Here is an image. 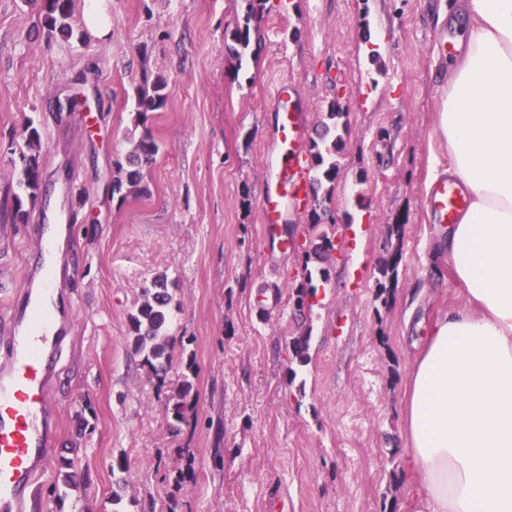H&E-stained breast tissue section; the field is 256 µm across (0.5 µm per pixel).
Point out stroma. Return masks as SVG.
I'll list each match as a JSON object with an SVG mask.
<instances>
[{"mask_svg":"<svg viewBox=\"0 0 512 512\" xmlns=\"http://www.w3.org/2000/svg\"><path fill=\"white\" fill-rule=\"evenodd\" d=\"M44 5L0 0V309L38 258L32 221L11 211L27 125L47 199L76 215L58 281L75 316L52 386L54 455L26 512H400L389 451L403 446L410 342L464 301L430 256L441 227L426 202L448 162V58L432 54L454 30L448 0H268L240 60L226 45L245 0H106L105 39L79 23L48 36ZM159 75L169 99L145 127L161 150L145 191L114 196L115 166L145 128L134 89ZM281 80L300 89L307 138L331 101L346 112L335 182L286 226L299 240L334 231L341 246L302 325L290 287L320 263L273 248L259 216ZM75 93L84 109L55 112ZM160 273L179 304L173 367L197 365L174 429L173 388L156 387L128 333ZM305 326L300 365L289 348Z\"/></svg>","mask_w":512,"mask_h":512,"instance_id":"obj_1","label":"stroma"}]
</instances>
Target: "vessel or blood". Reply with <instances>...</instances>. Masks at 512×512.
<instances>
[{
  "label": "vessel or blood",
  "instance_id": "obj_1",
  "mask_svg": "<svg viewBox=\"0 0 512 512\" xmlns=\"http://www.w3.org/2000/svg\"><path fill=\"white\" fill-rule=\"evenodd\" d=\"M272 104L278 114L277 141L266 168L261 194L264 235L279 249L290 246L281 233L291 212L310 193L303 142L305 122L295 85L280 82ZM428 204L436 223H456L468 206L460 184L435 182ZM55 214L40 209L35 230L39 262L29 268L23 285L0 314V512H26L37 479L53 455L56 417L51 386L60 371L66 340L63 300L56 288L58 233Z\"/></svg>",
  "mask_w": 512,
  "mask_h": 512
}]
</instances>
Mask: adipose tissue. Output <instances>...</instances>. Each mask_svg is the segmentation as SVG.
<instances>
[{
    "label": "adipose tissue",
    "instance_id": "obj_1",
    "mask_svg": "<svg viewBox=\"0 0 512 512\" xmlns=\"http://www.w3.org/2000/svg\"><path fill=\"white\" fill-rule=\"evenodd\" d=\"M439 130L471 203L440 234L464 305L432 324L403 407V512H512V0H460Z\"/></svg>",
    "mask_w": 512,
    "mask_h": 512
}]
</instances>
